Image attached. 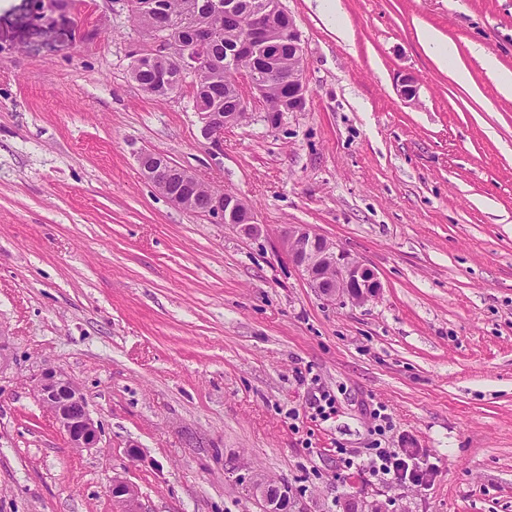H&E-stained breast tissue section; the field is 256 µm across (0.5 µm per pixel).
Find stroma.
<instances>
[{"mask_svg":"<svg viewBox=\"0 0 512 512\" xmlns=\"http://www.w3.org/2000/svg\"><path fill=\"white\" fill-rule=\"evenodd\" d=\"M282 4L307 106L274 128L252 113L215 157L188 95L131 79L143 38L121 0H0V512H118L113 475L143 512H259L257 477L290 512H512V99L479 57L512 69V0H340L342 29L318 0ZM143 150L241 197L263 233L175 207ZM290 224L370 265L379 295L319 297ZM46 366L81 387L97 447L36 399ZM378 442L418 449L429 484L346 468ZM421 37L439 64L448 65V60L458 57L457 46L453 42H447L429 30L423 31ZM109 496L123 506L122 512H140L137 488L124 478L112 476L106 486Z\"/></svg>","mask_w":512,"mask_h":512,"instance_id":"1","label":"stroma"}]
</instances>
